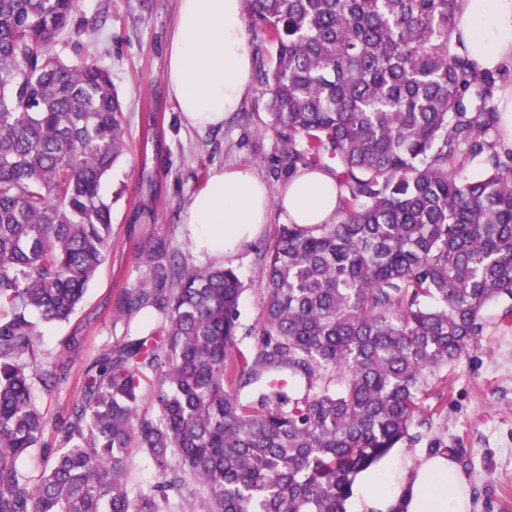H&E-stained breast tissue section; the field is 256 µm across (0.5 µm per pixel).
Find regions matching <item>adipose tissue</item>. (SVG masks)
Returning <instances> with one entry per match:
<instances>
[{"label": "adipose tissue", "instance_id": "ef3b65f1", "mask_svg": "<svg viewBox=\"0 0 512 512\" xmlns=\"http://www.w3.org/2000/svg\"><path fill=\"white\" fill-rule=\"evenodd\" d=\"M177 23L166 46L164 82L186 127L223 129L254 80V53L243 25L244 0H176ZM458 27L478 70L512 69V0H464ZM338 192L326 170H303L277 190L247 164L216 170L188 203L183 222L196 248L224 263L252 242L279 212L287 224L336 221ZM365 512H470L471 490L446 453L414 469L364 475Z\"/></svg>", "mask_w": 512, "mask_h": 512}]
</instances>
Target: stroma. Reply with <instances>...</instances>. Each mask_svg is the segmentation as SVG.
Here are the masks:
<instances>
[{
  "mask_svg": "<svg viewBox=\"0 0 512 512\" xmlns=\"http://www.w3.org/2000/svg\"><path fill=\"white\" fill-rule=\"evenodd\" d=\"M175 22V0H79L53 42L63 57H92L110 71L124 103L130 148L102 185L112 200L111 251L70 320L40 327L43 360L70 364L65 388L50 392L41 383L33 385L50 425L78 397L86 364L113 338L112 311L121 290L148 280L139 259L149 247L162 242L187 265H209L185 235L182 213L211 173L248 163L270 185L286 179L277 163L282 143L270 127L269 96L261 83H254L222 132L184 128L164 89L165 47ZM279 224L271 218L233 263L244 283L237 348L248 355L265 318L260 256ZM73 336L80 344L71 350L67 343ZM423 409L411 440L392 449L382 466L403 468L426 452L451 454L470 484L472 512H512V300L487 308L476 343L431 379Z\"/></svg>",
  "mask_w": 512,
  "mask_h": 512,
  "instance_id": "35a3bbf8",
  "label": "stroma"
}]
</instances>
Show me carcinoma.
I'll return each instance as SVG.
<instances>
[{
	"label": "carcinoma",
	"mask_w": 512,
	"mask_h": 512,
	"mask_svg": "<svg viewBox=\"0 0 512 512\" xmlns=\"http://www.w3.org/2000/svg\"><path fill=\"white\" fill-rule=\"evenodd\" d=\"M463 0H248L278 158L336 173L341 219L283 224L263 256L260 347L234 352L243 283L159 244L125 335L43 442L39 322L69 320L112 250L103 179L127 153L107 70L51 52L76 0H0V512H347L410 438L429 380L512 298V146ZM480 159L481 172L457 177ZM40 448L36 481L19 461ZM143 458L162 480H130Z\"/></svg>",
	"instance_id": "carcinoma-1"
}]
</instances>
